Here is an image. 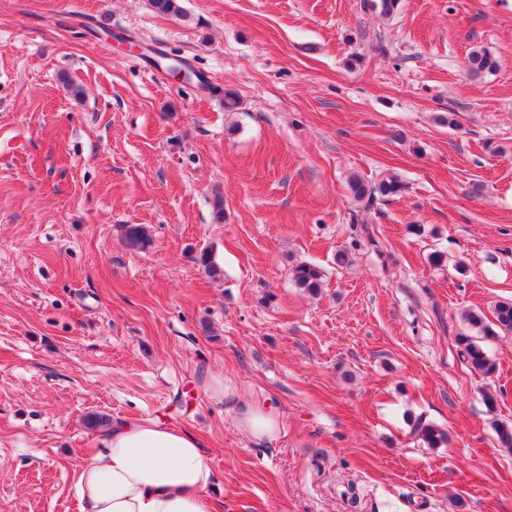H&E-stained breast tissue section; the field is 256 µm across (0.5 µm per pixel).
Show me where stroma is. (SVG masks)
Returning <instances> with one entry per match:
<instances>
[{
  "label": "stroma",
  "mask_w": 512,
  "mask_h": 512,
  "mask_svg": "<svg viewBox=\"0 0 512 512\" xmlns=\"http://www.w3.org/2000/svg\"><path fill=\"white\" fill-rule=\"evenodd\" d=\"M181 5L0 0V512H80L95 412L193 433L217 512H512V333L490 377L458 345L464 312L512 299V0ZM476 48L495 72L470 75ZM353 174L407 189L363 211ZM249 408L275 439L239 429ZM121 235L124 245L132 251H147L153 243L147 229L141 224L122 225ZM297 288L310 295H318L325 284V273L316 265L299 262L290 269ZM239 426L251 438L263 440L276 435L280 422L278 417L271 412L248 409L241 413ZM414 430L431 447H437L448 441V434L437 425L422 418L413 420Z\"/></svg>",
  "instance_id": "35a3bbf8"
}]
</instances>
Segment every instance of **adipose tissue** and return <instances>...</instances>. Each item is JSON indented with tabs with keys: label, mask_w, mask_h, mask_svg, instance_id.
I'll list each match as a JSON object with an SVG mask.
<instances>
[{
	"label": "adipose tissue",
	"mask_w": 512,
	"mask_h": 512,
	"mask_svg": "<svg viewBox=\"0 0 512 512\" xmlns=\"http://www.w3.org/2000/svg\"><path fill=\"white\" fill-rule=\"evenodd\" d=\"M76 482L81 512H216L212 468L193 434L155 421H116Z\"/></svg>",
	"instance_id": "ef3b65f1"
}]
</instances>
